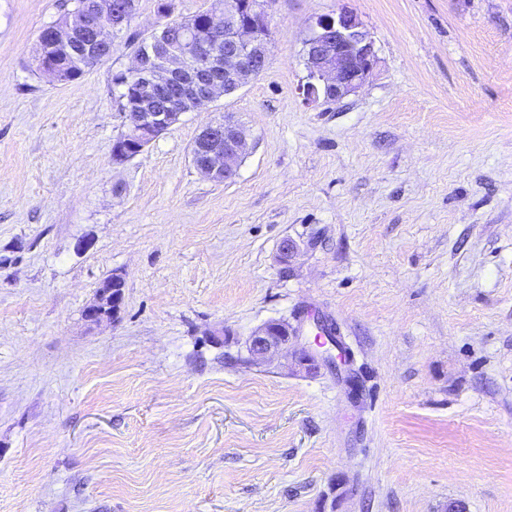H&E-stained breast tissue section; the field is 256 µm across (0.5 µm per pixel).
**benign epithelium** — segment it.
<instances>
[{
	"mask_svg": "<svg viewBox=\"0 0 512 512\" xmlns=\"http://www.w3.org/2000/svg\"><path fill=\"white\" fill-rule=\"evenodd\" d=\"M270 0H221L209 11L210 38L197 35L193 23L185 24L183 39L163 42L156 34L149 39L150 51L134 53L129 69L135 84L137 102L124 107L127 133L140 140L154 139L177 122L180 113L153 112L151 104L158 95L175 108L183 102L200 110L218 96H230L261 73L269 50L268 9ZM118 30L113 19L112 0H98L96 7L80 17V24L54 34L63 44L75 31L88 34L94 51L112 50L114 40L105 26ZM307 82L305 98L316 102L341 101L360 89L370 78L376 64L374 41L358 16L341 10L316 18L304 41ZM247 148L246 130L230 118L205 125L196 136L191 158L204 176L218 182L236 179ZM124 299L123 280L114 275L103 284L96 299L86 308L85 319L98 324L114 318ZM327 340L313 349L302 343L300 329L286 321H271L252 332L249 352L267 359L293 348L296 361L312 371L321 363L336 365L341 354L332 353L335 337L322 331Z\"/></svg>",
	"mask_w": 512,
	"mask_h": 512,
	"instance_id": "7a95c632",
	"label": "benign epithelium"
}]
</instances>
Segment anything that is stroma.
<instances>
[{
  "mask_svg": "<svg viewBox=\"0 0 512 512\" xmlns=\"http://www.w3.org/2000/svg\"><path fill=\"white\" fill-rule=\"evenodd\" d=\"M136 5L64 82L38 36L70 0H0V512H512V0H275L265 70L116 165ZM343 9L377 65L308 102ZM227 113L231 183L191 160ZM320 318L347 370L248 350ZM111 280L110 284L99 287L96 299L86 308L85 319L88 322L98 324L105 319L116 318L120 312L124 299V283L116 275L105 279L102 283Z\"/></svg>",
  "mask_w": 512,
  "mask_h": 512,
  "instance_id": "stroma-1",
  "label": "stroma"
}]
</instances>
